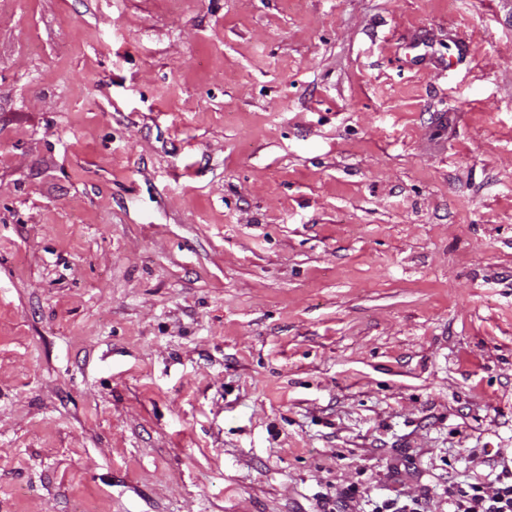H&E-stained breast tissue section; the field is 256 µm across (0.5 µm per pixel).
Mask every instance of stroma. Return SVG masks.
Wrapping results in <instances>:
<instances>
[{"instance_id":"1","label":"stroma","mask_w":512,"mask_h":512,"mask_svg":"<svg viewBox=\"0 0 512 512\" xmlns=\"http://www.w3.org/2000/svg\"><path fill=\"white\" fill-rule=\"evenodd\" d=\"M506 466L512 0H0V512Z\"/></svg>"}]
</instances>
